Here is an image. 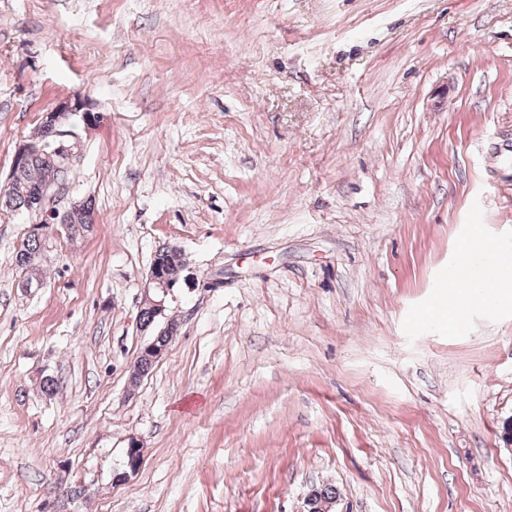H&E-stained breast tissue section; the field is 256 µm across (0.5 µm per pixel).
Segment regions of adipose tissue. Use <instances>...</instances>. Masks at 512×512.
Here are the masks:
<instances>
[{"mask_svg": "<svg viewBox=\"0 0 512 512\" xmlns=\"http://www.w3.org/2000/svg\"><path fill=\"white\" fill-rule=\"evenodd\" d=\"M458 251L465 260L473 255L486 256L489 271L480 277L469 279L465 293L441 295L429 307L430 318L450 324L463 316L468 304L500 301L512 295V278L507 275L508 269L512 268L511 254L499 252L494 244L477 233L470 234L462 240Z\"/></svg>", "mask_w": 512, "mask_h": 512, "instance_id": "obj_1", "label": "adipose tissue"}]
</instances>
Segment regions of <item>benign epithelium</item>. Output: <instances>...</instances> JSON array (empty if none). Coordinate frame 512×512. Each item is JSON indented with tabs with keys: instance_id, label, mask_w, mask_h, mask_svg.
<instances>
[{
	"instance_id": "obj_1",
	"label": "benign epithelium",
	"mask_w": 512,
	"mask_h": 512,
	"mask_svg": "<svg viewBox=\"0 0 512 512\" xmlns=\"http://www.w3.org/2000/svg\"><path fill=\"white\" fill-rule=\"evenodd\" d=\"M99 113L93 111V105L82 96H72L61 100L55 108L45 115V119L55 126L56 140L44 141L38 137L33 138L18 146L10 170L11 174L18 173L36 155H45L47 157H57L64 164H69L71 158V149L68 145L67 137L71 136L70 127L73 120L78 118L87 127L100 123ZM47 193L38 194L31 198L29 211L41 216V221L29 227L28 233L38 237L44 235L47 231H57V228H63L66 233H71L74 229L73 219L76 218V212L79 207H70L62 212L58 210L46 209ZM169 250L177 254V264L169 269L163 268L157 264H151L145 283V309L151 312V316L156 318L165 310V300L167 295L176 286L186 269L182 251L175 247H169ZM142 448L136 440H131L126 449L127 471L121 474L125 479L135 473L142 463Z\"/></svg>"
}]
</instances>
